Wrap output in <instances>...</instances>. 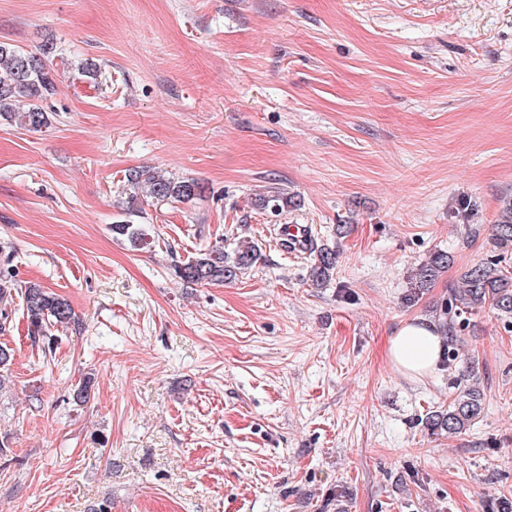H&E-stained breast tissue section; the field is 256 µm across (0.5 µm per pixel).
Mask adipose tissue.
Masks as SVG:
<instances>
[{
	"instance_id": "adipose-tissue-1",
	"label": "adipose tissue",
	"mask_w": 512,
	"mask_h": 512,
	"mask_svg": "<svg viewBox=\"0 0 512 512\" xmlns=\"http://www.w3.org/2000/svg\"><path fill=\"white\" fill-rule=\"evenodd\" d=\"M388 355L405 376L420 378L431 374L441 357V341L434 325L422 319L406 322L390 337Z\"/></svg>"
}]
</instances>
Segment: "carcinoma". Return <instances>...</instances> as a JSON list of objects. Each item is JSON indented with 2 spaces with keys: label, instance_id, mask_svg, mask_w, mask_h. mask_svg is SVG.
Listing matches in <instances>:
<instances>
[{
  "label": "carcinoma",
  "instance_id": "carcinoma-1",
  "mask_svg": "<svg viewBox=\"0 0 512 512\" xmlns=\"http://www.w3.org/2000/svg\"><path fill=\"white\" fill-rule=\"evenodd\" d=\"M55 89V79L48 62V55L25 53L17 47L0 42V119L26 130H39L48 125V115L39 101ZM130 187L129 203L141 198L158 202H189L201 195L199 183L193 179L175 180L158 172L132 170L126 175ZM291 203L281 192L259 198V206L274 212ZM112 237L139 248L148 244L149 233L144 224L128 219L116 220L110 225ZM496 247L507 253L512 249V198H505L495 225ZM258 246L252 241L238 242L232 252L222 246H213L195 253L187 261L175 265L177 276L191 284L231 283L243 270L250 267L257 256ZM313 264L310 277L320 286L330 280L336 265L335 251L323 245L311 247ZM448 266V255L442 251L432 254L418 269L420 282L434 280ZM21 298L26 312L28 334L35 344L51 351L58 341L57 332L76 328L79 321L64 297L43 285L28 281L20 284L11 270L0 269V300L13 293ZM489 307L505 314H512V277L503 273L499 261L491 260L464 273L463 287L448 297L441 312L448 337L454 338L457 329L465 324L466 315ZM13 350L0 344V392L10 383ZM95 381L84 377L73 392V401L82 405L89 401ZM483 410L480 391L468 384H457L448 407L427 417L426 424L432 433L441 435L462 434L475 424Z\"/></svg>",
  "mask_w": 512,
  "mask_h": 512
}]
</instances>
